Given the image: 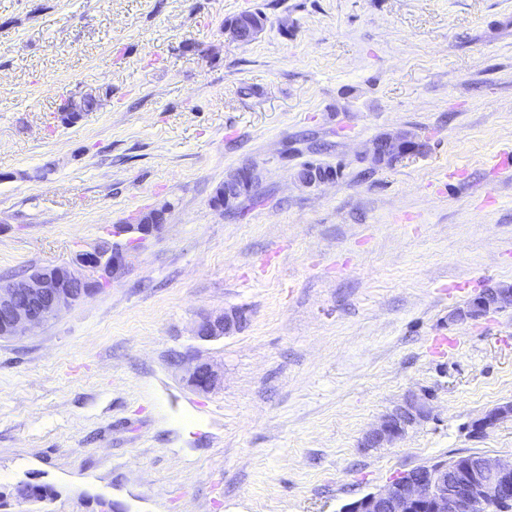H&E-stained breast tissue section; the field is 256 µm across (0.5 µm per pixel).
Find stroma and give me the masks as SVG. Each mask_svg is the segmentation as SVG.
Returning <instances> with one entry per match:
<instances>
[{"label": "stroma", "mask_w": 512, "mask_h": 512, "mask_svg": "<svg viewBox=\"0 0 512 512\" xmlns=\"http://www.w3.org/2000/svg\"><path fill=\"white\" fill-rule=\"evenodd\" d=\"M261 12L242 43L224 22ZM79 91L101 106L56 115ZM423 153L377 164L386 134ZM512 0H0V281L105 241L132 262L0 338V490L40 512H340L436 459H512ZM335 182L300 186L306 164ZM255 166L253 200L211 199ZM166 207L137 243L117 226ZM245 327L201 341L207 315ZM218 366L209 392L185 354ZM432 418L358 441L405 394ZM96 94L83 93L80 96H70L63 104L62 108H66L67 112H58L60 121L66 125H74L78 123L85 112H79L84 102L89 99H96ZM64 119V120H63ZM512 305V287L488 288L470 300L465 308H460L451 316L453 321L477 320L484 317L491 308ZM505 418H512V401L502 403L488 410L481 418L473 423V431L483 433Z\"/></svg>", "instance_id": "35a3bbf8"}]
</instances>
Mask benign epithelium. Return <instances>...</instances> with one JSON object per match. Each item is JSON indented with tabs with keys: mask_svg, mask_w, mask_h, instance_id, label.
<instances>
[{
	"mask_svg": "<svg viewBox=\"0 0 512 512\" xmlns=\"http://www.w3.org/2000/svg\"><path fill=\"white\" fill-rule=\"evenodd\" d=\"M263 30V23L244 19L224 32L233 39L247 43ZM93 93L71 96L63 104L66 111L59 119L66 125L78 123L85 101ZM423 150L422 142L412 133L385 136L373 142V158L378 164L393 166ZM257 179L254 168L246 166L224 179V194L215 203L217 210H233ZM297 181L307 187H319L336 179V170L318 165L301 168ZM166 208L153 211L149 223L132 224L129 230L146 239L161 232ZM130 250L114 242L112 247L84 250L66 264L34 270L28 277L8 285L0 284V323L10 337L46 323L68 309L72 299L92 288L118 278L129 267ZM512 305V287L488 288L451 316L453 321L477 320L490 309ZM245 314L232 309L218 316H206L195 327V336L203 341L229 336L244 327ZM188 383L199 391L214 389L220 380L219 371L209 362L192 360L187 370ZM432 408L427 397L412 393L387 411L378 425L360 441L363 449L394 445L409 429L427 421ZM512 418V401L488 410L473 423V431L482 433L502 419ZM32 482L21 480L12 487L17 502L35 504L40 499L30 491ZM492 508L512 512V460L482 455L465 469L458 465L428 468L416 476L406 473L383 488L350 503L343 512H477Z\"/></svg>",
	"mask_w": 512,
	"mask_h": 512,
	"instance_id": "obj_1",
	"label": "benign epithelium"
}]
</instances>
